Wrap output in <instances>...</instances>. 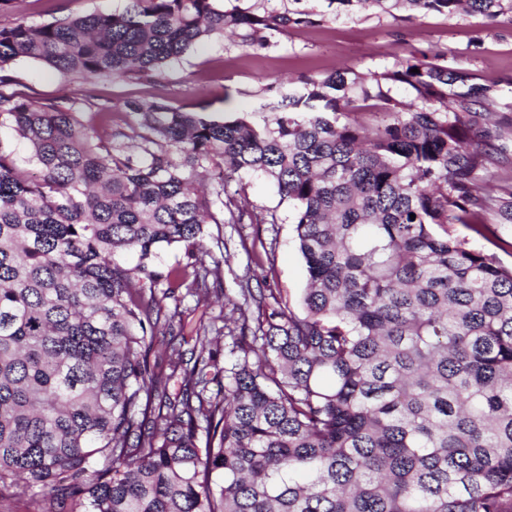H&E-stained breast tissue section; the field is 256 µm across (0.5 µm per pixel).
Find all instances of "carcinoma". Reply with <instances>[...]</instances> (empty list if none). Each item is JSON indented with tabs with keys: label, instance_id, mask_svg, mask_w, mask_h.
Here are the masks:
<instances>
[{
	"label": "carcinoma",
	"instance_id": "obj_1",
	"mask_svg": "<svg viewBox=\"0 0 512 512\" xmlns=\"http://www.w3.org/2000/svg\"><path fill=\"white\" fill-rule=\"evenodd\" d=\"M327 2L512 20V0ZM314 16L127 0L0 27V127L39 170L0 143V484L38 489V512H512V267L451 231L485 235L486 209L512 226V175L494 199L482 178L512 121L492 131L473 110L494 87L413 57L371 85L271 86L259 121L129 100L126 131L88 88L50 104L4 90L20 58L154 81L205 38L263 49ZM356 94L380 124L348 120ZM221 167L273 182L308 274L294 305L228 328L222 369L224 317L185 351L176 296L220 278L206 225L224 223L226 184H198ZM178 247L190 262L159 263Z\"/></svg>",
	"mask_w": 512,
	"mask_h": 512
}]
</instances>
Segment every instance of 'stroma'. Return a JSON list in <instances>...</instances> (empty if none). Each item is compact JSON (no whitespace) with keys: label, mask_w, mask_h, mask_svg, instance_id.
Returning <instances> with one entry per match:
<instances>
[{"label":"stroma","mask_w":512,"mask_h":512,"mask_svg":"<svg viewBox=\"0 0 512 512\" xmlns=\"http://www.w3.org/2000/svg\"><path fill=\"white\" fill-rule=\"evenodd\" d=\"M302 5L323 14L320 25L288 28L265 50L253 51L228 36L207 39L170 64L157 82L100 77L95 93L109 102L116 127L130 121L126 101L150 96L189 110L238 114L257 110L270 85L334 72L370 80L411 57L435 52L439 65L467 75L470 83L495 86L497 96L488 107L493 121L512 118V21L492 22L462 10L417 13L402 7L391 15L360 8L337 18L325 0H302ZM11 74L12 91L42 102L82 87L80 81L30 59L15 61ZM235 187L262 220L209 225L207 246L223 262L221 279L211 284L207 296L183 293L191 326L238 306L247 319H255L258 306L244 304L241 286L263 289L262 307L270 310L300 294L307 283L287 201L262 178L246 176Z\"/></svg>","instance_id":"stroma-1"}]
</instances>
